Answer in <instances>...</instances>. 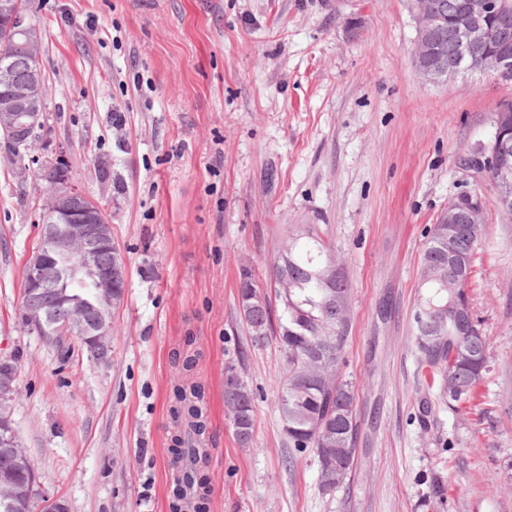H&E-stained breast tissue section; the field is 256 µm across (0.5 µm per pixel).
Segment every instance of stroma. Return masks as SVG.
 Segmentation results:
<instances>
[{
    "instance_id": "stroma-1",
    "label": "stroma",
    "mask_w": 512,
    "mask_h": 512,
    "mask_svg": "<svg viewBox=\"0 0 512 512\" xmlns=\"http://www.w3.org/2000/svg\"><path fill=\"white\" fill-rule=\"evenodd\" d=\"M31 3L47 97L30 152L52 161L67 145L127 264L108 361L25 330L47 192L0 162V357L17 369L13 419L40 495L67 512H512V222L466 165L512 83L423 80L407 0ZM474 193L485 232L469 294L489 367L474 400L424 428L417 398L439 390L416 348L419 258ZM306 225L352 285L355 465L330 494L282 431L277 348H252L239 314L240 260L264 275ZM230 367L255 394L246 448L224 407Z\"/></svg>"
}]
</instances>
